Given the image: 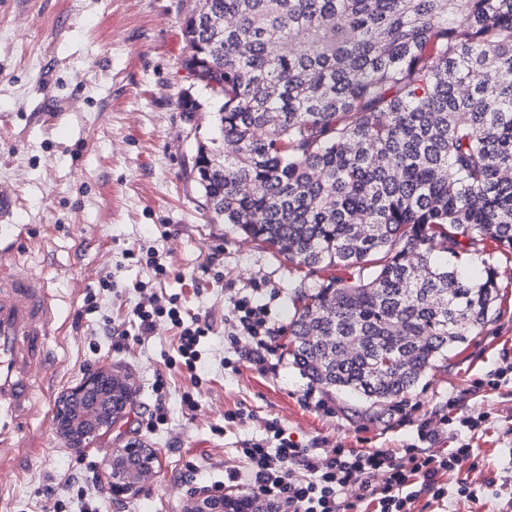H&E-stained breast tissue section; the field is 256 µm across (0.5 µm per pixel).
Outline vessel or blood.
Masks as SVG:
<instances>
[{
    "label": "vessel or blood",
    "instance_id": "1",
    "mask_svg": "<svg viewBox=\"0 0 512 512\" xmlns=\"http://www.w3.org/2000/svg\"><path fill=\"white\" fill-rule=\"evenodd\" d=\"M58 312L44 278L0 248V474L22 450L10 441L38 412L36 389L54 364Z\"/></svg>",
    "mask_w": 512,
    "mask_h": 512
}]
</instances>
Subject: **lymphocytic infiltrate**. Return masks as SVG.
<instances>
[{
    "label": "lymphocytic infiltrate",
    "instance_id": "obj_1",
    "mask_svg": "<svg viewBox=\"0 0 512 512\" xmlns=\"http://www.w3.org/2000/svg\"><path fill=\"white\" fill-rule=\"evenodd\" d=\"M233 310L230 334L237 359L232 371L244 364L264 369L277 340L267 305L244 295L234 298ZM162 320L175 328L177 337L166 368L199 384L200 342L211 327L190 315L176 296L154 292L143 296L127 323L109 327L113 348L123 350L144 342ZM416 431L417 443L398 451L341 445L325 450L301 447L272 420L263 437L241 442L237 453L243 464L225 468L224 486L259 500L263 512H358L367 503L374 512H412V500L423 494L438 504L451 495L476 497L478 490L471 483L461 481L451 488L443 480L460 462L473 457L469 441L458 440L456 447L433 454L425 444L435 439V430L423 422ZM356 480L362 494L351 501L346 492Z\"/></svg>",
    "mask_w": 512,
    "mask_h": 512
}]
</instances>
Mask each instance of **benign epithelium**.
I'll return each mask as SVG.
<instances>
[{
  "label": "benign epithelium",
  "instance_id": "obj_1",
  "mask_svg": "<svg viewBox=\"0 0 512 512\" xmlns=\"http://www.w3.org/2000/svg\"><path fill=\"white\" fill-rule=\"evenodd\" d=\"M115 374L104 371L73 387L63 401L72 410L57 418L56 432L76 452L84 450L103 429L111 426L135 398L128 383L122 392L112 387ZM89 388L98 391L95 402L84 405L80 399ZM157 452L141 440L127 442L104 461V471L111 479L112 497L132 495L154 478ZM183 512H255V506L244 500L224 498V490L212 486L194 487L185 497Z\"/></svg>",
  "mask_w": 512,
  "mask_h": 512
}]
</instances>
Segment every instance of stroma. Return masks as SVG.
Here are the masks:
<instances>
[{
    "label": "stroma",
    "instance_id": "stroma-1",
    "mask_svg": "<svg viewBox=\"0 0 512 512\" xmlns=\"http://www.w3.org/2000/svg\"><path fill=\"white\" fill-rule=\"evenodd\" d=\"M197 0H0V194L12 205L0 242L24 233L23 261L41 272L60 307L62 333L52 346L61 362L37 390L41 413L29 423L24 453L0 512H42L54 500L79 512L80 498L98 512H182L191 486L223 480L239 465L241 440L263 435L277 420L288 437L308 448L397 450L413 443L420 421L438 427L455 399L461 413L488 419L471 437L475 458L463 461L449 484L465 479L477 499L449 498L447 512H512V382L489 384L512 367V254L498 258V316L437 360L403 397L372 403L330 388L319 393L334 409L305 407L312 385L288 354L290 323L301 297L321 283L274 255L266 244L229 224H215L204 208L194 167L197 143L214 122L212 105L197 112L177 106L192 83L182 67L184 21ZM166 254L171 275L165 295H178L190 314L211 325L204 344L202 382L169 376L167 419L147 423L153 383L167 374L175 331L156 326L141 345L115 351L105 334L141 299L138 283L152 281L143 262L127 252ZM111 272L116 287L98 279ZM97 307L87 310V292ZM256 294L270 308L278 335L265 372L224 367V339L232 299ZM114 370L136 391L128 415L77 453L55 433L50 417L58 400L81 380ZM192 391L196 411L181 397ZM244 404L250 417L225 424L224 413ZM140 439L158 452L145 492L112 497L101 470L118 440ZM201 466L187 478L189 460Z\"/></svg>",
    "mask_w": 512,
    "mask_h": 512
}]
</instances>
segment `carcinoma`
<instances>
[{
  "label": "carcinoma",
  "instance_id": "1",
  "mask_svg": "<svg viewBox=\"0 0 512 512\" xmlns=\"http://www.w3.org/2000/svg\"><path fill=\"white\" fill-rule=\"evenodd\" d=\"M183 67L224 75L198 142L213 220L332 275L290 325L312 381L401 396L490 322L512 253V0H202ZM364 339L353 353L350 343Z\"/></svg>",
  "mask_w": 512,
  "mask_h": 512
}]
</instances>
